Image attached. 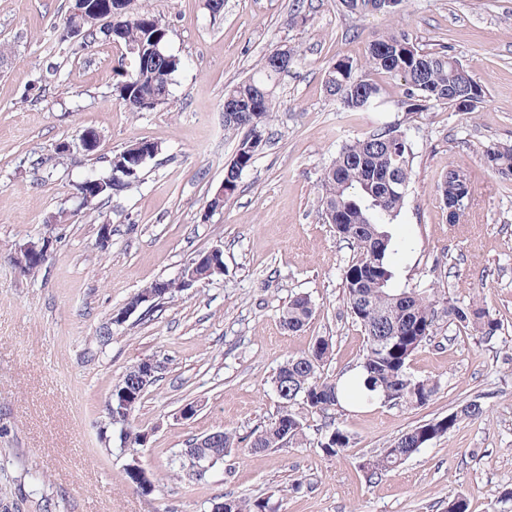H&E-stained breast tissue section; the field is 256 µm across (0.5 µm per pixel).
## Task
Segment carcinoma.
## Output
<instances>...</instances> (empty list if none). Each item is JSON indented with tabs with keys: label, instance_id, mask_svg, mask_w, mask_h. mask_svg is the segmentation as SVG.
Segmentation results:
<instances>
[{
	"label": "carcinoma",
	"instance_id": "1",
	"mask_svg": "<svg viewBox=\"0 0 512 512\" xmlns=\"http://www.w3.org/2000/svg\"><path fill=\"white\" fill-rule=\"evenodd\" d=\"M132 0H85L84 29L79 41L85 49L98 40L137 48L132 68L121 74L113 85V96L129 112H147L169 101L170 88L181 67L180 59L168 53L165 45L168 29L144 5L131 8ZM109 17L106 27L97 21ZM459 61L446 51H425L415 47L404 34L382 35L370 42L364 64L357 67L339 60L325 71V87L347 112L378 110L383 106L382 87L369 77L372 71L385 72L404 82L408 112H419L431 102L449 104L461 112H474L485 101L481 84L476 90L460 88L456 65ZM270 54L262 56L255 72L225 90L232 98L234 111L224 116V132L239 137L234 158L224 167L225 186L235 191L242 173L254 163L273 116L274 92L280 74L273 69ZM129 148L112 154L110 170L116 171L113 186L89 188L81 204L97 205L115 193V186L128 188L139 181L145 162L130 160ZM412 145L396 128L384 126L374 133L342 145L320 178V207L324 222L334 216L336 234L351 243L355 255L344 268L347 307L365 336V348L357 372L344 379L322 376L321 369L331 358L333 344L317 340L312 348L289 358L277 370L274 389L280 411L270 424L254 431L249 451L282 448L303 438L300 405L310 412H327L348 399L362 398L384 403L404 402L412 406L426 404L436 385L414 377L408 371L413 353L432 339L435 324L447 318L462 329H473L485 338L495 336L499 322L475 303L457 305L451 301L430 299L413 289L391 288L393 271L389 263L392 245L390 226L399 217L407 197L412 173ZM484 166L504 178L512 177V145H494L483 155ZM455 169L438 185L441 193L457 191L461 199L470 190L455 187ZM309 297L296 295L283 309L282 321L291 332L301 330L312 318ZM142 363L119 377L106 402L109 420H118L123 441L129 447L143 443V432L130 426L124 410L137 409L147 389L159 380L150 376L141 380ZM483 412L480 403L471 401L461 410L435 422L420 425L395 438L388 447L364 464L366 477L373 480L392 471L430 440L445 435L462 417L477 418ZM350 445L349 435L341 428L328 430L321 442L323 452L332 457ZM224 512H270L267 500L224 499Z\"/></svg>",
	"mask_w": 512,
	"mask_h": 512
}]
</instances>
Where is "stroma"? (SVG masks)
<instances>
[{
  "mask_svg": "<svg viewBox=\"0 0 512 512\" xmlns=\"http://www.w3.org/2000/svg\"><path fill=\"white\" fill-rule=\"evenodd\" d=\"M293 3L225 0L215 17L206 0H148L183 67L168 104L133 114L112 95L131 55L101 42L74 55L56 43L74 0H0V44L11 49L0 61V512H210L224 496L267 499L278 512H446L452 495L469 512H512V179L482 164L488 146L512 144V0H404L400 14L365 16L340 0H304L298 13ZM394 30L456 57L485 88L482 107L409 112L402 80L379 74L383 111H343L325 91L326 69L362 62L369 41ZM282 44L294 57L267 142L223 208L210 210L237 146L224 133V92ZM383 126L404 131L414 151L393 227V288L477 303L500 329L487 340L441 322L410 361L438 385L423 406L354 401L328 416L308 412L299 443L251 452L252 433L278 415L273 378L289 357L331 339L323 374L332 379L352 374L362 355L342 283L354 251L321 218L319 180L346 141ZM87 130L97 135L92 152L77 146ZM140 141L161 147L140 182L83 209L76 183L107 173V157ZM63 142L74 149L61 157ZM451 167L471 186L458 224L438 192ZM47 233L46 264L20 274L15 248ZM216 245L222 275L155 300L99 341L113 312ZM298 294L315 312L292 333L281 314ZM144 360L163 370L133 416L148 442L127 448L105 403ZM472 400L482 416L367 480L363 463L395 437ZM188 403L196 411L187 418ZM331 424L350 436L335 457L320 447ZM222 429L237 450L204 480L185 477L180 451ZM135 461L151 493L128 480Z\"/></svg>",
  "mask_w": 512,
  "mask_h": 512,
  "instance_id": "35a3bbf8",
  "label": "stroma"
}]
</instances>
